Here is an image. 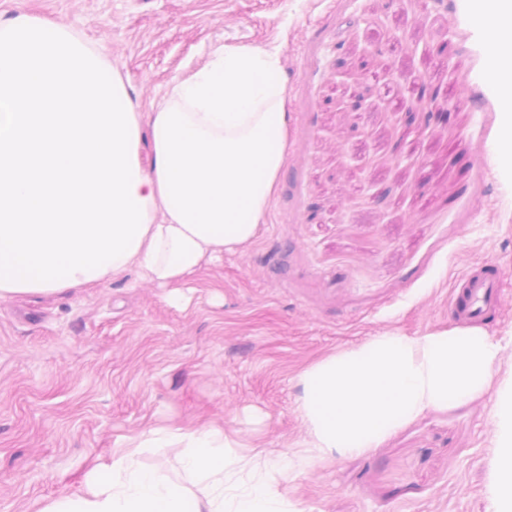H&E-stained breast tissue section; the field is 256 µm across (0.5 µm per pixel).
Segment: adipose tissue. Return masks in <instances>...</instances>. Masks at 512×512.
<instances>
[{
  "label": "adipose tissue",
  "instance_id": "adipose-tissue-1",
  "mask_svg": "<svg viewBox=\"0 0 512 512\" xmlns=\"http://www.w3.org/2000/svg\"><path fill=\"white\" fill-rule=\"evenodd\" d=\"M277 58L217 52L143 114L95 50L50 19L0 22V297L94 288L136 270L177 285L263 224L288 138ZM151 153L141 158L142 138ZM184 447L179 483L140 449ZM222 427L153 428L42 512H289L263 453Z\"/></svg>",
  "mask_w": 512,
  "mask_h": 512
}]
</instances>
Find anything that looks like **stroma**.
<instances>
[{
  "instance_id": "35a3bbf8",
  "label": "stroma",
  "mask_w": 512,
  "mask_h": 512,
  "mask_svg": "<svg viewBox=\"0 0 512 512\" xmlns=\"http://www.w3.org/2000/svg\"><path fill=\"white\" fill-rule=\"evenodd\" d=\"M476 13V0H0V21L39 14L90 43L142 111L217 50L261 47L288 112L265 224L178 290L132 270L0 298V512H40L124 438L198 422L238 453L287 457L293 512H497L495 395L357 459L305 452L299 410L313 364L384 332L455 328L454 281L476 262L499 265L509 298L487 332H512V170ZM432 100L451 118L426 131Z\"/></svg>"
}]
</instances>
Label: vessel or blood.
<instances>
[{"mask_svg": "<svg viewBox=\"0 0 512 512\" xmlns=\"http://www.w3.org/2000/svg\"><path fill=\"white\" fill-rule=\"evenodd\" d=\"M505 303L501 272L496 262L483 260L474 263L457 277L453 314L458 323L483 322Z\"/></svg>", "mask_w": 512, "mask_h": 512, "instance_id": "obj_1", "label": "vessel or blood"}]
</instances>
